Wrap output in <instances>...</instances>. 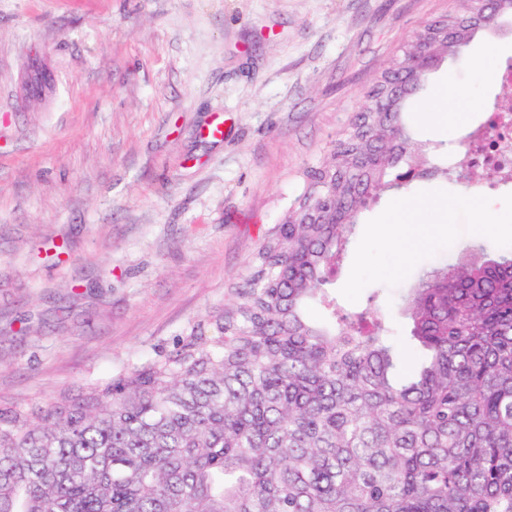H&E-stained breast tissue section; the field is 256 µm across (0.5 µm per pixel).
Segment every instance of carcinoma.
<instances>
[{
  "mask_svg": "<svg viewBox=\"0 0 512 512\" xmlns=\"http://www.w3.org/2000/svg\"><path fill=\"white\" fill-rule=\"evenodd\" d=\"M487 28L462 0L391 62L224 308L108 382L0 409V512H512V254L421 271L403 340L328 288L390 171L443 150L407 102Z\"/></svg>",
  "mask_w": 512,
  "mask_h": 512,
  "instance_id": "obj_1",
  "label": "carcinoma"
}]
</instances>
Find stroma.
<instances>
[{"mask_svg":"<svg viewBox=\"0 0 512 512\" xmlns=\"http://www.w3.org/2000/svg\"><path fill=\"white\" fill-rule=\"evenodd\" d=\"M457 0H0V408L45 406L171 348L221 308L249 260L370 103L381 72ZM491 52V74L474 66ZM40 54L41 101L20 74ZM512 58V23L478 34L427 76L466 125L416 138L464 147ZM224 137H208L214 113ZM420 176L357 218L333 287L375 300L396 333L393 290L465 258L476 240L512 247V184L485 209L461 183ZM420 205L431 240L401 259L384 231L396 200Z\"/></svg>","mask_w":512,"mask_h":512,"instance_id":"obj_1","label":"stroma"}]
</instances>
